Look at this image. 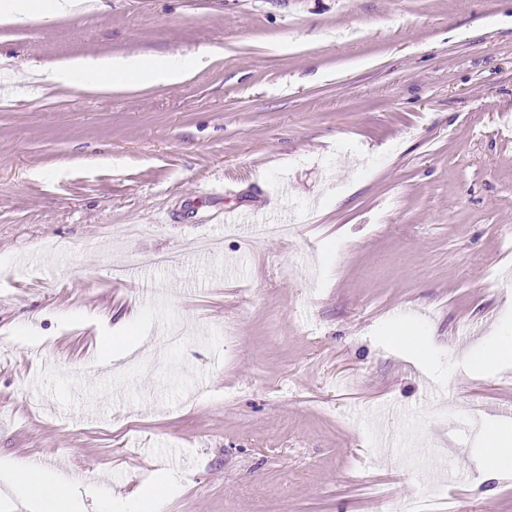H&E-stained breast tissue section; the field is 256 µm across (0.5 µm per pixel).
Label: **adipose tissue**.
Returning a JSON list of instances; mask_svg holds the SVG:
<instances>
[{
  "label": "adipose tissue",
  "instance_id": "obj_1",
  "mask_svg": "<svg viewBox=\"0 0 512 512\" xmlns=\"http://www.w3.org/2000/svg\"><path fill=\"white\" fill-rule=\"evenodd\" d=\"M69 74H82L110 86L126 84L136 75L154 83H179L192 77L193 64L170 58L128 60L112 58L73 62ZM484 451L490 474L512 470V428L488 423ZM0 479L35 512H84L83 503L62 476L16 460L0 458Z\"/></svg>",
  "mask_w": 512,
  "mask_h": 512
}]
</instances>
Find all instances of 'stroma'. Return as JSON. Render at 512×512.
<instances>
[{
	"label": "stroma",
	"instance_id": "35a3bbf8",
	"mask_svg": "<svg viewBox=\"0 0 512 512\" xmlns=\"http://www.w3.org/2000/svg\"><path fill=\"white\" fill-rule=\"evenodd\" d=\"M125 56L195 71L57 78ZM4 69L42 83L0 84V457L163 512H512V361L468 369L512 334V0H33ZM257 205L287 234L225 232ZM68 72L59 77L67 79L73 74H83L95 78L99 82H106L100 87L111 88L126 84L128 78L137 75L144 81L154 83H179L192 77L194 65L187 61L170 58L128 60L112 58L104 60H84L73 62ZM484 451L488 473L495 475L512 470V429L510 426L491 422L484 432ZM166 497V487L161 484H153L146 486L143 489L138 488L131 496V498L139 502L138 511L144 512H158L163 499Z\"/></svg>",
	"mask_w": 512,
	"mask_h": 512
}]
</instances>
